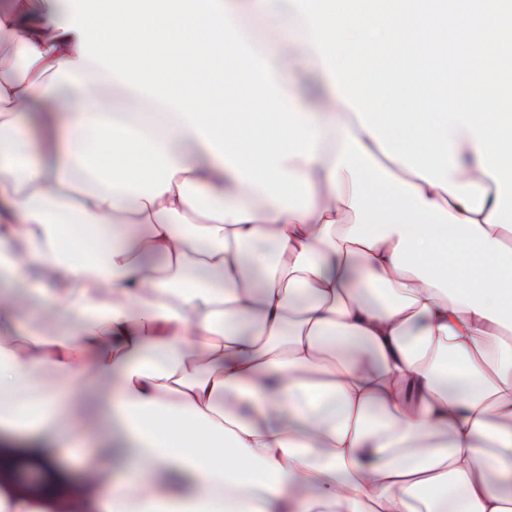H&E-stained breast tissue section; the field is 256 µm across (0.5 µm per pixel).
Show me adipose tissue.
Instances as JSON below:
<instances>
[{
    "instance_id": "obj_1",
    "label": "adipose tissue",
    "mask_w": 512,
    "mask_h": 512,
    "mask_svg": "<svg viewBox=\"0 0 512 512\" xmlns=\"http://www.w3.org/2000/svg\"><path fill=\"white\" fill-rule=\"evenodd\" d=\"M0 40V445L118 435L79 493L4 479L0 512H512V232L468 131L478 212L383 152L288 0H0ZM174 59L232 63L238 118L152 82Z\"/></svg>"
}]
</instances>
